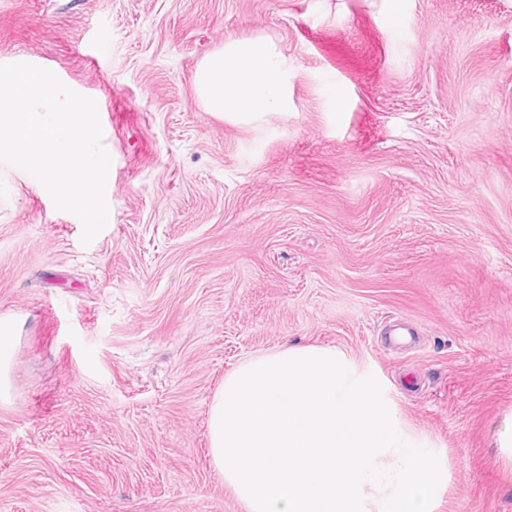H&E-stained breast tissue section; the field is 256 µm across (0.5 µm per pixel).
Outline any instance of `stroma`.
<instances>
[{"label": "stroma", "instance_id": "obj_1", "mask_svg": "<svg viewBox=\"0 0 512 512\" xmlns=\"http://www.w3.org/2000/svg\"><path fill=\"white\" fill-rule=\"evenodd\" d=\"M292 107L206 112L226 39ZM96 100L90 243L0 163V512H246L209 456L225 375L329 346L448 469L435 512H512V0H0V64ZM16 336H13V328L10 322L0 321V401L9 398V365L10 352Z\"/></svg>", "mask_w": 512, "mask_h": 512}]
</instances>
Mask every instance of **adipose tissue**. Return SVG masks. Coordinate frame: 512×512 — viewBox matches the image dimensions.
I'll list each match as a JSON object with an SVG mask.
<instances>
[{
    "label": "adipose tissue",
    "mask_w": 512,
    "mask_h": 512,
    "mask_svg": "<svg viewBox=\"0 0 512 512\" xmlns=\"http://www.w3.org/2000/svg\"><path fill=\"white\" fill-rule=\"evenodd\" d=\"M196 89L205 111L248 119L288 107L280 53L268 41L229 40L198 69Z\"/></svg>",
    "instance_id": "obj_1"
}]
</instances>
